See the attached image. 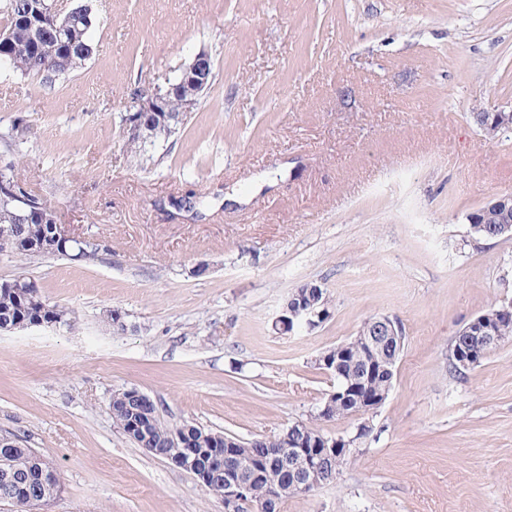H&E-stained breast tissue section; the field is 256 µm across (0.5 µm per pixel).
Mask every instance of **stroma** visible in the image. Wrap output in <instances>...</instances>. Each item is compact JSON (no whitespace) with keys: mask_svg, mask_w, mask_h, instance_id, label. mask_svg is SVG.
<instances>
[{"mask_svg":"<svg viewBox=\"0 0 512 512\" xmlns=\"http://www.w3.org/2000/svg\"><path fill=\"white\" fill-rule=\"evenodd\" d=\"M92 55L54 86L0 65V134L89 263L0 253L69 314L0 332V433L58 473L48 512H224L197 477L130 443L113 390L166 424L248 441L313 423L318 355L376 315L405 346L372 432L331 484L281 512H512V342L456 369L457 332L512 300V239L465 220L512 193V0H96ZM211 88L137 164L122 116L199 50ZM330 317L279 333L283 299ZM120 316V326L106 321ZM312 286H317L318 288H309ZM316 289L318 291V294L315 292ZM298 293L305 300L315 299L317 303H320L323 300H326L325 304L326 305L328 304V299L326 298V293H325L324 289H322L320 286H318L314 283H306V284H303L302 286H300L299 288H296L293 292L288 294L282 302V308L288 306V311H286V312H288V319L291 321V324L295 327L303 326L304 323L302 321L297 322V320L291 318L289 310L292 308V305L290 303L288 305V300H290V298L294 297L295 301L298 303V300H296L297 299L296 296L298 295ZM302 298L298 305L295 304L297 311H291V314L295 317H302L303 320L305 321V323L307 325H309L310 327H313V326L319 324L321 321H324L328 314V310H327L328 308L326 307V305H324L323 302H322V304L318 305L313 300H310V302L307 303V302H304L302 300ZM291 324L290 325L288 324V327L285 328V332H288V328L291 327ZM290 332H292V331L289 330L288 333H290Z\"/></svg>","mask_w":512,"mask_h":512,"instance_id":"35a3bbf8","label":"stroma"}]
</instances>
